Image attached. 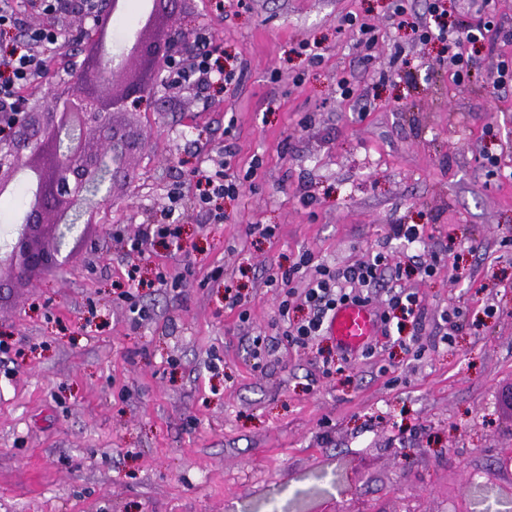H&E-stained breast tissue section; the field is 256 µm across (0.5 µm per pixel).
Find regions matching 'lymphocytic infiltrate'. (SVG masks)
I'll use <instances>...</instances> for the list:
<instances>
[{"label":"lymphocytic infiltrate","mask_w":512,"mask_h":512,"mask_svg":"<svg viewBox=\"0 0 512 512\" xmlns=\"http://www.w3.org/2000/svg\"><path fill=\"white\" fill-rule=\"evenodd\" d=\"M38 6L46 18L43 25L27 26V7ZM98 0H0V36L16 34L18 43L10 51L0 53V124H11L16 113L22 110L21 92L36 80L50 77L48 65L50 53L62 49L74 23L94 24ZM430 23L411 22L410 27L418 40L437 41L443 44L448 55V68L455 82L469 78L473 60L467 51L470 44L483 36L485 24L468 26L448 22L442 0H429ZM200 47L195 61L186 70L173 72L171 81L179 85L194 83L198 88L225 80L224 65L207 50L208 32H198ZM229 161H221L209 169L195 172L198 190L197 205L211 211L215 222H223L224 214L212 211L214 200L234 196L239 185L231 179ZM389 265L384 253L345 269L326 265L312 266L310 254H301L288 269L269 274L264 285L268 288H287L303 268L314 267L315 273L303 281L301 291L304 304L309 308L308 317L298 322L289 319V301H281L278 315L286 322V336L300 346H306L324 335L326 325L337 307L347 302L370 304L381 301L384 309L380 315L383 324H390L394 312L409 316L421 313L418 293L392 285H386L383 272Z\"/></svg>","instance_id":"f902f5d3"}]
</instances>
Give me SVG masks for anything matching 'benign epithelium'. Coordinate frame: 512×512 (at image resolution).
<instances>
[{"mask_svg": "<svg viewBox=\"0 0 512 512\" xmlns=\"http://www.w3.org/2000/svg\"><path fill=\"white\" fill-rule=\"evenodd\" d=\"M177 9L178 0H150L153 25L139 27L131 46L110 57H88L53 111L20 112L11 127L0 128V194L12 191L23 171L36 181L11 242L0 248V291L62 268L71 217L94 223L96 211L112 204L115 184L130 179L129 160L143 142L115 125L113 114L152 99L141 92L139 65L156 63L162 46L179 49L184 61L194 56L192 31L161 25Z\"/></svg>", "mask_w": 512, "mask_h": 512, "instance_id": "7a95c632", "label": "benign epithelium"}]
</instances>
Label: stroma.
I'll list each match as a JSON object with an SVG mask.
<instances>
[{
    "label": "stroma",
    "mask_w": 512,
    "mask_h": 512,
    "mask_svg": "<svg viewBox=\"0 0 512 512\" xmlns=\"http://www.w3.org/2000/svg\"><path fill=\"white\" fill-rule=\"evenodd\" d=\"M444 5L512 30V0ZM394 7L182 0L181 25L211 29L237 79L115 114L145 141L133 180L91 246L0 305V512H487L512 484L499 468L512 448V180L484 166L512 167V88L487 80L512 42H478L459 86L441 44L394 26ZM348 16L373 24L370 52ZM228 148L242 185L216 200L214 224L193 173ZM174 192L196 262L172 287L156 279L177 266L171 248L140 257L126 240L163 222ZM394 224L420 225V241L393 238ZM305 252L342 269L385 253L409 268L400 285L420 320L324 375L335 336L289 344L281 295L263 284ZM258 336L273 348L256 358Z\"/></svg>",
    "instance_id": "35a3bbf8"
}]
</instances>
